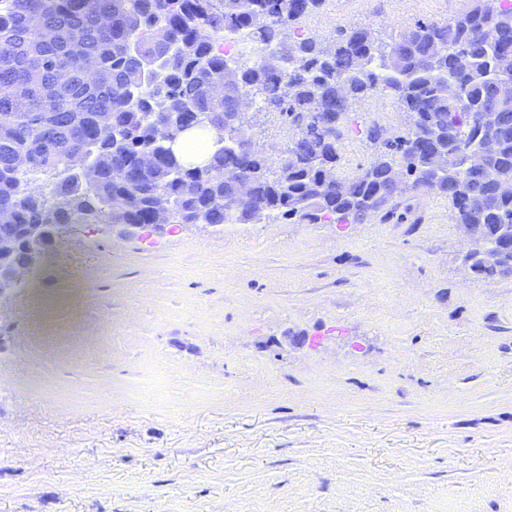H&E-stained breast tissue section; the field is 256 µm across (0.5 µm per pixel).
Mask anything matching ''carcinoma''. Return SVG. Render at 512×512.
I'll list each match as a JSON object with an SVG mask.
<instances>
[{
	"label": "carcinoma",
	"mask_w": 512,
	"mask_h": 512,
	"mask_svg": "<svg viewBox=\"0 0 512 512\" xmlns=\"http://www.w3.org/2000/svg\"><path fill=\"white\" fill-rule=\"evenodd\" d=\"M326 0H0V208L13 224H361L395 216L412 184L439 165L457 224L512 225V193L462 166L459 143L498 139L495 173L512 177V0H469L448 20L418 22L385 45L364 28L340 30L326 49L304 30ZM253 45L240 65L221 45ZM456 84V98L445 94ZM384 95L407 114L392 142L363 129L375 158L348 178L338 147L357 125L353 105ZM277 113L288 127V167L242 141L224 149V114L238 101ZM207 126L209 159L170 152L156 133ZM22 155L60 173L57 208L17 173ZM85 161L76 172L70 159ZM122 178L112 180V169ZM244 170L252 206L224 172Z\"/></svg>",
	"instance_id": "obj_1"
}]
</instances>
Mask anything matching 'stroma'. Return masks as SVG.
Listing matches in <instances>:
<instances>
[{
	"label": "stroma",
	"instance_id": "1",
	"mask_svg": "<svg viewBox=\"0 0 512 512\" xmlns=\"http://www.w3.org/2000/svg\"><path fill=\"white\" fill-rule=\"evenodd\" d=\"M408 205L66 237L0 304V512H512V277L465 270L447 198Z\"/></svg>",
	"mask_w": 512,
	"mask_h": 512
}]
</instances>
